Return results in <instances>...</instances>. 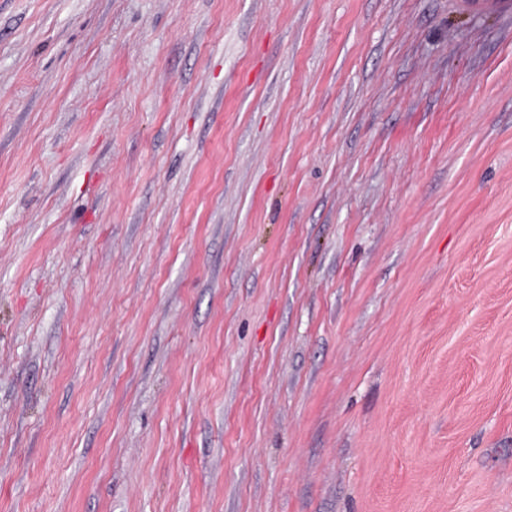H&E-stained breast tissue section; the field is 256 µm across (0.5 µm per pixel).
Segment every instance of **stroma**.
Wrapping results in <instances>:
<instances>
[{"instance_id":"stroma-1","label":"stroma","mask_w":512,"mask_h":512,"mask_svg":"<svg viewBox=\"0 0 512 512\" xmlns=\"http://www.w3.org/2000/svg\"><path fill=\"white\" fill-rule=\"evenodd\" d=\"M0 512H512V18L0 0Z\"/></svg>"}]
</instances>
